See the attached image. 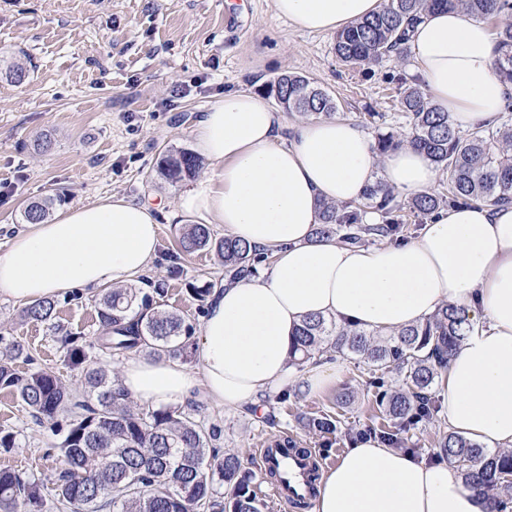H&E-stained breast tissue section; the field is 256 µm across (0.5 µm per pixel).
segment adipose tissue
Here are the masks:
<instances>
[{
  "label": "adipose tissue",
  "mask_w": 512,
  "mask_h": 512,
  "mask_svg": "<svg viewBox=\"0 0 512 512\" xmlns=\"http://www.w3.org/2000/svg\"><path fill=\"white\" fill-rule=\"evenodd\" d=\"M273 4L300 30L334 33L379 10L381 0ZM409 43L413 74L456 126L471 129L502 111L507 86L484 23L458 9L434 11ZM192 136L210 172L181 195L179 209L223 225L274 261L214 290L197 338L199 371L135 357L120 366L121 387L156 408L200 391L251 415L288 386L318 391L340 380L336 362L289 366L306 318L387 333L453 304L466 309L472 328L441 374L442 415L476 442L512 447V205L446 207L409 241L344 245L316 236L320 203L358 201L378 178L406 197L428 191L439 172L423 151L406 143L377 156L371 135L341 118L288 127L281 111L247 91L225 94ZM158 231L150 202L116 196L28 225L0 254V297L32 304L131 279L155 257ZM314 512L496 509L450 464L363 439L322 474Z\"/></svg>",
  "instance_id": "1"
}]
</instances>
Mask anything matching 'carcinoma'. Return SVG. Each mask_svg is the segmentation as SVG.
<instances>
[{
	"instance_id": "carcinoma-1",
	"label": "carcinoma",
	"mask_w": 512,
	"mask_h": 512,
	"mask_svg": "<svg viewBox=\"0 0 512 512\" xmlns=\"http://www.w3.org/2000/svg\"><path fill=\"white\" fill-rule=\"evenodd\" d=\"M459 8L476 19H496L500 56L499 76L512 85V0H384L383 8L336 34V58L345 66L368 69L404 53L408 29L428 10ZM405 125L378 133L374 148L380 155L407 137L423 150L442 176L441 189L411 199L410 209L428 218L441 205L512 203V124H488L461 133L448 113L438 108L417 78L404 73L390 76ZM268 94L288 112L331 115L334 98L307 76L283 74L268 85ZM197 157L187 150L163 152L159 174L177 184L195 175ZM62 197H47L24 210L29 224L49 220ZM399 203L382 183L369 186L354 205L322 204L315 233L330 237L342 233L351 246L383 238L403 237L405 224ZM379 212L381 222H364L366 210ZM180 249L191 253L213 249L224 263V277L232 281L251 274L268 257L229 236L216 240L206 224L185 225ZM136 295L130 288H109L97 304L101 332L89 345L78 336H65L68 359L82 368L85 387L95 400L76 399L60 375L39 368L17 372L12 362L31 357L16 347L10 360L0 357V388L16 394L36 420L55 419L64 467L40 478H26L0 470V512H43L45 486H54L59 512H260L251 478L238 454L214 453L216 430L205 427L191 413L176 407H139L129 393L112 381L108 360L130 352L188 359L193 325L176 312L151 308L148 296L132 310ZM57 301H38L25 318L48 323L55 319ZM470 328L466 315L446 305L424 322L389 334L348 329L323 317L306 319L297 330L290 362L302 366L328 347L363 362L368 384L378 389L377 404L383 423L374 428L390 446L416 423L434 420L440 412L431 392L437 371L463 344ZM96 350L88 354L86 348ZM404 375L402 384L387 393L385 376ZM335 417L324 414L308 422L309 430L325 435L336 431ZM441 453L457 464L466 485L490 501L512 498V452L487 454L469 439L444 436ZM230 487L223 501L216 483Z\"/></svg>"
}]
</instances>
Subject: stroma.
I'll list each match as a JSON object with an SVG mask.
<instances>
[{"label": "stroma", "instance_id": "35a3bbf8", "mask_svg": "<svg viewBox=\"0 0 512 512\" xmlns=\"http://www.w3.org/2000/svg\"><path fill=\"white\" fill-rule=\"evenodd\" d=\"M335 37L297 29L280 17L273 0H0V63L30 72L22 84L0 74V253L11 229L21 227L25 206L56 192L67 206L118 195L151 201L159 223L155 259L128 282L160 311H174L200 326L203 308L192 291L224 284V265L213 252L178 250L188 219L177 209L190 181L172 184L157 171L160 152L194 150L191 130L202 112L229 91L265 95L277 76L305 75L336 100L338 117L370 134L398 130L400 110L389 75L410 72V62L390 59L369 72L339 63ZM383 121L372 120V113ZM95 294L72 289L57 297L54 324L23 320V305L0 297V347L21 344L31 362L50 369L75 394L84 378L67 360L65 335L94 341ZM342 379L310 393L287 388L268 399L265 415L251 418L212 404L203 395L184 403L205 426L218 429L215 447L237 453L251 476L262 512H287L256 468L261 443L286 433L311 449L328 470L360 431L378 425L364 364L347 358ZM338 412L335 434L309 433L308 416ZM0 428L16 435L0 452V470L36 460L33 475L60 469L50 422H35L8 391L0 390ZM449 427L444 418L422 421L403 434L415 456L438 458Z\"/></svg>", "mask_w": 512, "mask_h": 512}]
</instances>
